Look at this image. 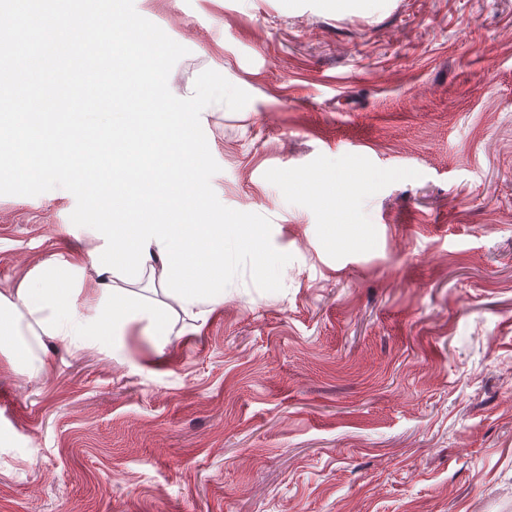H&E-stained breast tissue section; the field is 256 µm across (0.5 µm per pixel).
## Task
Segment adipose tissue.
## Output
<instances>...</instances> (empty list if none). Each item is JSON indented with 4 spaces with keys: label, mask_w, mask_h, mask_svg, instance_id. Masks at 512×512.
<instances>
[{
    "label": "adipose tissue",
    "mask_w": 512,
    "mask_h": 512,
    "mask_svg": "<svg viewBox=\"0 0 512 512\" xmlns=\"http://www.w3.org/2000/svg\"><path fill=\"white\" fill-rule=\"evenodd\" d=\"M139 285L88 270L82 261L56 255L30 270L17 287L0 291V338L23 337L43 345L66 342L76 352L111 344L134 323L144 324L156 355H164L175 317H205L206 303L183 304L161 288L163 263L157 246Z\"/></svg>",
    "instance_id": "1"
}]
</instances>
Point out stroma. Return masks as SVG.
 <instances>
[{
  "label": "stroma",
  "instance_id": "1",
  "mask_svg": "<svg viewBox=\"0 0 512 512\" xmlns=\"http://www.w3.org/2000/svg\"><path fill=\"white\" fill-rule=\"evenodd\" d=\"M251 96L200 116L227 207L292 260L164 356L0 353V512H512V0H137ZM0 195V289L87 256Z\"/></svg>",
  "mask_w": 512,
  "mask_h": 512
}]
</instances>
